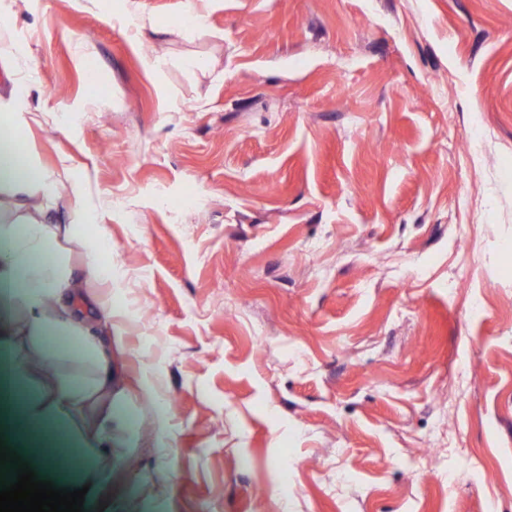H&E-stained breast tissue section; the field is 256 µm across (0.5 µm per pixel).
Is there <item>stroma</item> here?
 <instances>
[{
  "mask_svg": "<svg viewBox=\"0 0 512 512\" xmlns=\"http://www.w3.org/2000/svg\"><path fill=\"white\" fill-rule=\"evenodd\" d=\"M185 2L0 27L109 236L85 512H512V0Z\"/></svg>",
  "mask_w": 512,
  "mask_h": 512,
  "instance_id": "obj_1",
  "label": "stroma"
}]
</instances>
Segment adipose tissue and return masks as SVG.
<instances>
[{"instance_id": "obj_1", "label": "adipose tissue", "mask_w": 512, "mask_h": 512, "mask_svg": "<svg viewBox=\"0 0 512 512\" xmlns=\"http://www.w3.org/2000/svg\"><path fill=\"white\" fill-rule=\"evenodd\" d=\"M27 95L13 93L14 109L0 113V357L9 366L5 385L17 414L38 441L64 434L81 450L68 475L73 488L98 483L112 460V352L99 328L112 312L94 285L112 283L101 264L108 245L104 227L80 235L85 273L76 276L64 261L61 236L50 206L56 183L18 148L33 118ZM76 352L83 373L50 380L35 389L24 375L34 362L59 363L62 346Z\"/></svg>"}]
</instances>
